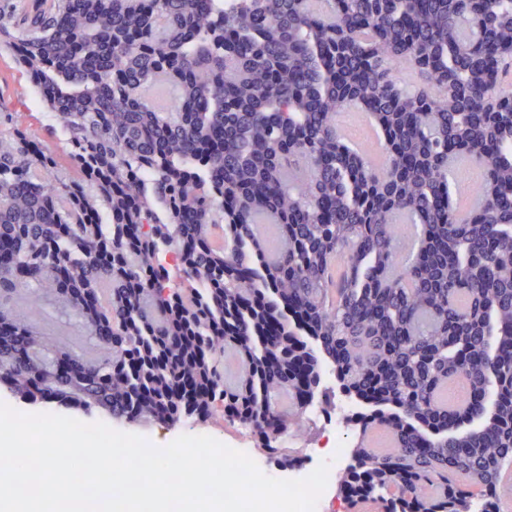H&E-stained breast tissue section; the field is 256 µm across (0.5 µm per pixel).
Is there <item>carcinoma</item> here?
I'll return each mask as SVG.
<instances>
[{
	"label": "carcinoma",
	"instance_id": "obj_1",
	"mask_svg": "<svg viewBox=\"0 0 512 512\" xmlns=\"http://www.w3.org/2000/svg\"><path fill=\"white\" fill-rule=\"evenodd\" d=\"M0 0V42L51 122L35 132L0 112V376L26 400L73 402L137 418L175 408V378L245 425L295 405L340 351L348 390L368 385L410 422L359 416L350 499L387 495L399 512H501L512 465V103L488 111L512 44V0ZM417 76L405 84L398 63ZM455 86L453 95L442 86ZM368 111L385 164L338 132L336 111ZM62 139L64 154L49 142ZM482 165L474 205H457L456 165ZM414 241L400 246L396 218ZM279 225L269 247L256 226ZM177 244L185 277L153 262ZM248 282L240 291L238 282ZM162 299L141 291L145 282ZM26 290L52 297L115 343L78 375L14 310ZM241 371L224 385V341ZM496 351L494 411L473 399ZM480 428L443 431L458 413ZM385 429L394 447L369 435Z\"/></svg>",
	"mask_w": 512,
	"mask_h": 512
}]
</instances>
